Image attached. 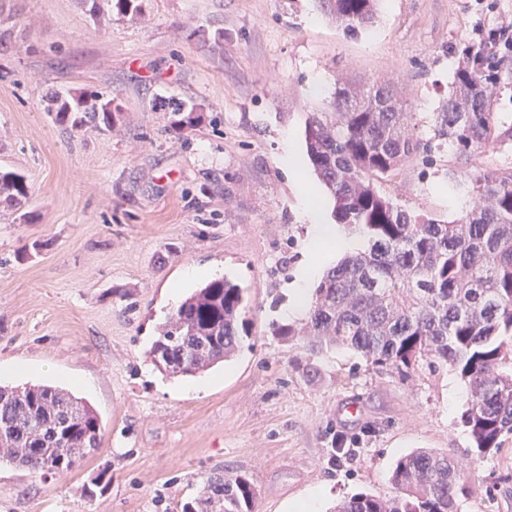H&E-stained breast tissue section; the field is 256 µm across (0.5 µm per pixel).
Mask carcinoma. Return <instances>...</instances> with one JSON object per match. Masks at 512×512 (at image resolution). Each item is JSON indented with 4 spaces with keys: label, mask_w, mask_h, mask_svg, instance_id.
Wrapping results in <instances>:
<instances>
[{
    "label": "carcinoma",
    "mask_w": 512,
    "mask_h": 512,
    "mask_svg": "<svg viewBox=\"0 0 512 512\" xmlns=\"http://www.w3.org/2000/svg\"><path fill=\"white\" fill-rule=\"evenodd\" d=\"M122 16L142 15V0H92ZM349 31L371 26L379 0H318ZM462 47L448 100L432 113L429 134L414 135L390 82L352 88L336 83L328 107L305 124L308 158L333 201L337 223L363 233L367 247L328 268L314 289L307 319L270 325L272 335L300 340L311 354L346 347L373 367L405 380L425 363L451 367L467 390L461 421L472 448L486 454L512 435V164L490 165L486 153L512 148V122L494 109L498 71L486 58L467 62ZM109 95L75 89L46 98L45 110L70 130L108 132L118 107ZM196 104L169 113L165 131L178 136L197 125ZM448 152V179L466 173L473 208L448 220L418 213L382 193L378 183L415 160ZM24 177L0 170V208L27 200ZM246 289L228 278L195 288L158 328L148 356L168 377L202 374L232 359L247 336ZM97 411L70 390L46 384L0 386V458L17 467L64 474L99 449ZM458 460L425 448L395 464L394 492H358L330 512H460L466 489ZM256 489L247 474L202 476L181 512H254Z\"/></svg>",
    "instance_id": "1"
}]
</instances>
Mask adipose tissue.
Listing matches in <instances>:
<instances>
[{
	"instance_id": "1",
	"label": "adipose tissue",
	"mask_w": 512,
	"mask_h": 512,
	"mask_svg": "<svg viewBox=\"0 0 512 512\" xmlns=\"http://www.w3.org/2000/svg\"><path fill=\"white\" fill-rule=\"evenodd\" d=\"M305 218L311 226V234L306 243L307 266L303 273L290 286L288 312L299 315L308 310L312 296L309 292V282L320 268L324 253L350 249L351 239L344 237L337 225L326 222L319 207L307 205Z\"/></svg>"
}]
</instances>
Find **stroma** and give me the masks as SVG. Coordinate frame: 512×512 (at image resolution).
<instances>
[{"instance_id":"35a3bbf8","label":"stroma","mask_w":512,"mask_h":512,"mask_svg":"<svg viewBox=\"0 0 512 512\" xmlns=\"http://www.w3.org/2000/svg\"><path fill=\"white\" fill-rule=\"evenodd\" d=\"M144 21L91 17L82 0H0L12 37L0 51V168L21 174V211L0 210V385L71 389L98 411L101 445L66 474L0 460V512H180L215 467L249 474L255 512H318L391 492L395 462L417 448L460 459L461 512H512V439L470 453L463 381L449 368L409 381L353 350L309 355L269 325L288 323V287L321 185L306 161L310 112L337 79L392 82L417 135L448 95L463 43L512 24V0H381L351 34L317 0H143ZM320 93H312L314 79ZM72 88L114 97L112 132H69L46 98ZM197 104L177 140L165 113ZM302 177L282 162L284 139ZM411 165L385 189L453 219L472 205L465 175ZM38 244L26 260L17 249ZM206 266L247 288L249 336L232 360L192 377L159 373L156 329ZM357 407L349 416L348 407ZM354 460H337V448Z\"/></svg>"}]
</instances>
